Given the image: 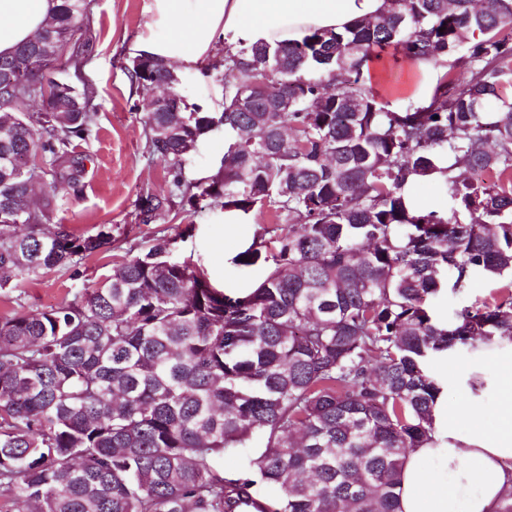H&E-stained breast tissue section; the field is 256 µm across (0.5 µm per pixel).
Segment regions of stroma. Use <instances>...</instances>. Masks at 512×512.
<instances>
[{"label":"stroma","instance_id":"1","mask_svg":"<svg viewBox=\"0 0 512 512\" xmlns=\"http://www.w3.org/2000/svg\"><path fill=\"white\" fill-rule=\"evenodd\" d=\"M153 0H91L93 46L80 72L67 66V54L53 64L56 77L79 75L97 93V127L85 141L77 142L74 153L84 161V172L74 190L53 195L51 224H64L81 233L94 232L109 224L122 235L123 247H142L159 236L176 238L179 256L191 258L214 287L238 291L252 286L260 268L235 265L234 256L246 248L261 227L274 224L271 211L234 212L225 223V211L211 199L179 217L162 215L152 223H140L136 203L166 187L162 162L151 159L145 148L144 125L152 97L150 90L133 86L127 69L133 58L130 42L139 34L164 38L166 28L152 23ZM223 49H216L191 68L180 69V90L189 101L203 106H221L224 70L218 67ZM224 133L217 130L201 139L185 164V176L202 182L213 174L224 154ZM114 252L86 259L77 271L67 269L34 281L22 280L19 291L0 292V318L16 312L56 307L84 289L95 287L112 271Z\"/></svg>","mask_w":512,"mask_h":512}]
</instances>
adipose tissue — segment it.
<instances>
[{"instance_id":"ef3b65f1","label":"adipose tissue","mask_w":512,"mask_h":512,"mask_svg":"<svg viewBox=\"0 0 512 512\" xmlns=\"http://www.w3.org/2000/svg\"><path fill=\"white\" fill-rule=\"evenodd\" d=\"M59 0H0V56L32 39ZM387 0H154L165 38H139L135 53L188 68L216 49L259 41L296 42L314 30H340L374 17ZM484 376L471 386L449 366L438 386L456 379L457 404L437 399L433 444L412 449L401 474L399 512H497L512 495V341L498 340L471 359ZM492 412H485L487 397Z\"/></svg>"}]
</instances>
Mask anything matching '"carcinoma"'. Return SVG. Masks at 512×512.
Segmentation results:
<instances>
[{
  "mask_svg": "<svg viewBox=\"0 0 512 512\" xmlns=\"http://www.w3.org/2000/svg\"><path fill=\"white\" fill-rule=\"evenodd\" d=\"M89 0H60L35 40L0 57V291L118 248L48 224L29 182L74 189V142L93 133L94 88L45 95L59 43L92 45ZM456 55L429 104L386 110L363 79L371 59L436 65ZM128 76L181 95L164 60ZM265 91L241 101L239 88ZM512 0H391L381 15L293 44L224 54L221 111L159 94L145 147L167 189L139 221L208 197L245 214L269 207L275 235L234 257L265 269L238 295L212 287L175 238L127 251L94 288L50 310L0 319V496L21 512H398L412 448L433 443L438 353L512 340ZM42 99L36 112L19 106ZM227 148L205 187L184 163L211 126ZM465 167L485 175L456 174ZM436 177L452 213L416 205ZM200 192H195L196 188ZM499 288L440 319L433 300L476 278ZM259 434L247 469L224 456Z\"/></svg>",
  "mask_w": 512,
  "mask_h": 512,
  "instance_id": "carcinoma-1",
  "label": "carcinoma"
}]
</instances>
